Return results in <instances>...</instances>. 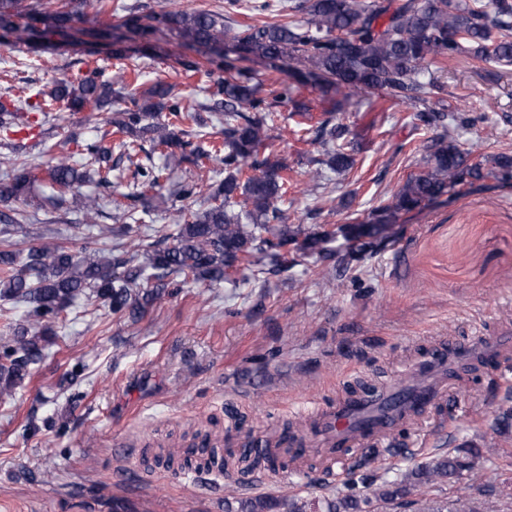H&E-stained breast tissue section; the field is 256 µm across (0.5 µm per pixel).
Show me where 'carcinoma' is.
<instances>
[{
    "label": "carcinoma",
    "mask_w": 512,
    "mask_h": 512,
    "mask_svg": "<svg viewBox=\"0 0 512 512\" xmlns=\"http://www.w3.org/2000/svg\"><path fill=\"white\" fill-rule=\"evenodd\" d=\"M84 0H69L56 6L53 0H0V44L13 36L37 40L52 47L57 37L95 54L96 41L120 30L112 42L111 56L118 61L112 74L99 65L86 66L26 101L23 113L0 101V131L17 137L11 142L14 155L8 158L10 171L0 179V299L24 302L29 307L27 322L14 328L13 335L0 342V400L12 398L30 365L42 355V341L51 331L50 319L81 297L109 307L112 313L143 316L148 304L170 294L169 277L193 283L231 281L241 268L285 266L284 249L302 242L315 249L332 237L302 224L271 222L283 219L279 207L288 193L286 159L269 150L273 130V107L292 99L300 89L319 93L321 117L311 107L298 103L297 126L306 142L322 146V157L310 159L315 165L312 180L323 176V168L343 172L353 166L346 152L349 127L334 121L336 96L379 92L396 104L421 105L416 119L423 126L445 120L437 110L444 85L424 75L429 69L459 56L484 62L512 65V0H491L484 6L462 0H249L252 15H274L278 20L261 25L226 24L224 14L212 10L187 11L163 7L146 11L128 6L114 14L100 7L93 19L83 12ZM173 35L184 45L219 59L231 53L235 60L261 62L279 74L274 89L262 92L246 68L221 63L223 74L205 68L196 60L181 62L183 70L199 74L209 82L208 97L201 102L178 96L174 86L161 80L145 90L126 81L125 60L137 53L154 51L165 36ZM143 41L140 47L124 45L127 40ZM117 109L105 119L109 129L84 145V162L76 166L68 156L54 158L45 176L55 194L48 199L53 208L73 200L85 223L100 212V195H81L78 188L93 182L104 192L112 190V151L135 166L137 181L117 205L115 221L104 225L98 236L116 245L85 244L72 250L54 236H41V243L27 249L20 258L13 233L22 228L26 213L14 206L27 200L35 174L23 152L24 142L48 124L66 119L68 112L85 113L84 121L99 125V115L112 105ZM208 110L223 116L224 128L213 139L201 131L199 112ZM164 165L153 163V154ZM206 158L222 166L224 178L202 185L179 182L170 194L183 202L176 210L173 243L144 253L141 262L120 249L131 237L134 224L149 215L145 205L148 192L162 188L163 175L189 159ZM486 177H512V157L483 156L468 163L454 143L449 130L434 142L426 169L410 176L403 186L379 208L381 221L389 223L402 211L431 201L448 189ZM207 194L204 207L194 209L184 201ZM380 224H350L344 235L353 240L373 238ZM512 406L499 412L490 427L489 448H501L509 440ZM396 448L372 447L354 460L350 474L358 476L321 497H304L281 491L250 497L233 492L224 497V512H482L465 511L448 503L446 486L475 470L479 452L438 453L407 471L401 479L376 484L363 473L369 460ZM272 460L265 449L226 448L219 453L206 445L186 453L183 465L208 471H224L232 462H249L255 467Z\"/></svg>",
    "instance_id": "cac0c4a2"
}]
</instances>
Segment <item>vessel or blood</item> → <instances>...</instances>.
Segmentation results:
<instances>
[{
    "label": "vessel or blood",
    "instance_id": "obj_1",
    "mask_svg": "<svg viewBox=\"0 0 512 512\" xmlns=\"http://www.w3.org/2000/svg\"><path fill=\"white\" fill-rule=\"evenodd\" d=\"M504 343L501 336L479 335L463 344L436 346L410 368V382H390L321 408L315 416L321 452L340 460L359 446L388 437L446 396L451 370L467 362L497 359Z\"/></svg>",
    "mask_w": 512,
    "mask_h": 512
}]
</instances>
